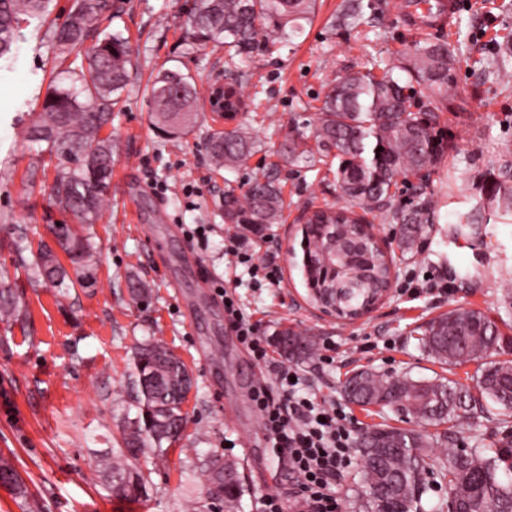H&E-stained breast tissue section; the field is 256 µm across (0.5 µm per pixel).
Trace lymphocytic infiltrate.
<instances>
[{"mask_svg":"<svg viewBox=\"0 0 512 512\" xmlns=\"http://www.w3.org/2000/svg\"><path fill=\"white\" fill-rule=\"evenodd\" d=\"M229 327L259 362L267 344L243 316L234 296L221 290ZM293 369L280 370L274 382L258 383L252 393L264 437L277 457L285 458L299 478L294 501L298 512H340L336 480L351 463L353 433L343 408L300 396Z\"/></svg>","mask_w":512,"mask_h":512,"instance_id":"1","label":"lymphocytic infiltrate"}]
</instances>
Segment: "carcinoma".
I'll return each instance as SVG.
<instances>
[{
	"label": "carcinoma",
	"instance_id": "carcinoma-1",
	"mask_svg": "<svg viewBox=\"0 0 512 512\" xmlns=\"http://www.w3.org/2000/svg\"><path fill=\"white\" fill-rule=\"evenodd\" d=\"M52 0H0V60L12 52L21 23L50 13ZM374 4L347 0L336 26L357 27ZM315 0H193L187 11V33L199 44L224 48V66L245 71L249 60L272 48L294 44L314 14ZM108 20L119 11L109 0H72L65 21L51 29L58 65L53 89L44 99L29 140L40 152L60 155L65 164L51 186L54 203L79 224L97 219L112 177V141L100 136L121 101L132 66L129 38L116 29L98 30L104 12ZM489 74L498 82L512 75V40L492 47ZM455 49L445 41L417 44L381 74L350 72L328 86L314 130L318 153L336 151V181L351 206L382 211L391 224L404 225L399 247L413 248L436 211L428 203L410 210L392 208L391 190L400 176L432 170L454 145L435 124L437 113L448 109V84L453 81ZM151 118L164 136L189 134L198 116L199 97L193 78L178 69H161L148 85ZM224 97L235 112L248 111L241 87L224 85ZM255 141L237 125L214 130L209 151L217 168H230L252 155ZM284 199L272 179L255 178L246 189H224V223L237 224L255 234L277 224ZM512 213V167L499 166L498 177L487 188L486 201L465 217V224ZM364 223L349 207L318 209L302 229L304 279L313 280L312 301L324 303L325 289L343 311L356 310L369 297L382 296L390 287V267L368 238L354 227ZM59 247L81 269V282L93 279L89 238L71 224H53ZM38 276L55 282L66 271L49 248L39 254ZM0 314L19 319L23 312L8 289H0ZM505 342L494 321L476 309L448 312L425 326L421 343L443 364L476 362L473 385L451 379H414L360 371L347 378L341 392L361 407H392L427 425L450 424L463 415L482 412L489 404L512 410V363L492 362ZM274 343L287 361L309 358V337L291 329L275 333ZM130 377L135 392V417L122 430V446L112 449L106 472L112 493L136 499L148 479L131 461L147 453L160 455L163 445L181 433L183 404L192 388L184 361L161 340L139 345L132 356ZM363 472L362 512H413L429 483L448 487V512H512V441L488 452L473 446L448 447L433 456L422 435L410 429L371 427L357 436ZM0 481L20 498L28 489L10 459L0 456ZM217 498L230 507L244 487L241 478L216 489Z\"/></svg>",
	"mask_w": 512,
	"mask_h": 512
}]
</instances>
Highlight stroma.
<instances>
[{
    "label": "stroma",
    "mask_w": 512,
    "mask_h": 512,
    "mask_svg": "<svg viewBox=\"0 0 512 512\" xmlns=\"http://www.w3.org/2000/svg\"><path fill=\"white\" fill-rule=\"evenodd\" d=\"M193 0H119L123 31L132 51L131 80L106 127L114 144L112 183L101 216L90 231L96 247L94 282L76 277L62 286L31 280L33 248L53 243L51 224L72 223L71 214L49 198L55 164L38 157L28 135L51 80L55 50L38 21L22 24L11 68L0 71V284L11 286L27 316L0 318V455L11 459L28 499L0 486V512H225L205 495L199 459L216 454L236 462L245 481L237 512H261V497L296 490L297 477L268 448L259 413L250 399L253 384L274 379L287 365L276 348L259 363L245 351L213 304L216 284L235 290L249 320L264 340L288 325L310 336L314 353L295 368L318 400H341V384L354 372L371 369L416 379L442 375L470 384L477 368L467 362L441 366L420 343L427 321L457 308L485 312L512 337V224L495 221L457 231L458 215L470 212L497 165L512 163V82L492 81L488 47L512 39V0H460L449 26L427 24L429 41H461L455 79L448 86L451 111L437 122L451 134L456 150L444 165L400 185L393 207L435 201L437 224L405 253L398 225L384 213L369 214L371 229L387 246L395 279L376 310L352 322L325 316L309 298L301 265V232L306 211L343 206L340 188L327 165L286 159L283 143L302 133L315 150L313 130L327 82L347 72H381L416 45L409 18L396 14L407 0H374L377 12L364 28L368 37L337 28L342 0H317V10L292 51L256 55L242 81L245 97L261 106L234 123L247 126L256 151L232 169H218L208 135L223 118L201 107L194 129L169 141L150 121L146 84L151 73L177 68L193 75L201 100L214 83L230 82L224 50L192 44L185 32ZM267 173L278 177L288 207L283 223L256 235L224 221V186ZM205 225L204 238H188L187 226ZM26 236L33 248L16 257L12 242ZM254 264L278 266L279 281L257 283L245 274L229 240ZM165 241L168 265L153 246ZM201 259L207 286L186 278L185 250ZM185 288L176 292L172 279ZM149 285L151 299L131 301L128 282ZM159 338L185 362L194 385L183 406L185 430L164 456L140 457L134 465L149 473L144 496L117 498L103 467L120 439L129 411L131 356L137 343ZM512 432V413L497 409L466 418L455 428L424 427L441 453L448 432L464 444L494 448Z\"/></svg>",
    "instance_id": "1"
}]
</instances>
